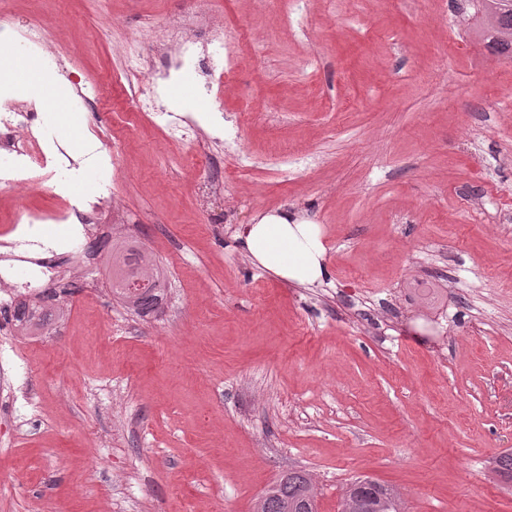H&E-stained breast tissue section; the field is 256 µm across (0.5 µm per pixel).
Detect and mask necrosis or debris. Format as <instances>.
<instances>
[{"label":"necrosis or debris","instance_id":"necrosis-or-debris-1","mask_svg":"<svg viewBox=\"0 0 512 512\" xmlns=\"http://www.w3.org/2000/svg\"><path fill=\"white\" fill-rule=\"evenodd\" d=\"M0 41L20 42L31 52L43 56L47 68L60 61L52 50L47 31L37 23L14 24L0 16ZM239 43L225 37L223 31L201 28L197 16L173 19L167 30V39L160 48L159 64H152L143 51L133 50L123 59L127 75L136 76L152 71L149 90L133 87L140 111L152 116H163L169 138L181 140L194 131L196 123L188 116L160 112L165 83L171 74L187 67L200 70L207 80L232 82L238 72ZM39 114L27 102L7 96L0 100V153L10 155L12 167L0 171V184L9 186L19 182L20 173H28L30 184H37L44 169L61 173L62 162H48V154L55 145L46 137L36 136ZM109 185H102L99 201L82 207H59L49 211H23L14 222L0 232V335L17 333L15 318V292L25 289L37 294L62 295L67 287L80 288L84 282L73 278L63 282L60 269L73 261L85 259L90 245L97 241L98 230L105 224H122L126 218L120 210L105 209L111 201ZM64 224L69 228L65 242L47 238L43 227Z\"/></svg>","mask_w":512,"mask_h":512}]
</instances>
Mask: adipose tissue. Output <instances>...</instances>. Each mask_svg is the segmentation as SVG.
Masks as SVG:
<instances>
[{"label": "adipose tissue", "instance_id": "obj_1", "mask_svg": "<svg viewBox=\"0 0 512 512\" xmlns=\"http://www.w3.org/2000/svg\"><path fill=\"white\" fill-rule=\"evenodd\" d=\"M35 72L44 95L37 103L44 108L63 105L71 87L63 78L39 69L35 58L15 47L0 50V74ZM242 245L256 266L291 284L306 286L323 283L327 274L326 248L320 225L289 219L287 214H261L239 233Z\"/></svg>", "mask_w": 512, "mask_h": 512}]
</instances>
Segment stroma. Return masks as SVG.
<instances>
[{
	"instance_id": "35a3bbf8",
	"label": "stroma",
	"mask_w": 512,
	"mask_h": 512,
	"mask_svg": "<svg viewBox=\"0 0 512 512\" xmlns=\"http://www.w3.org/2000/svg\"><path fill=\"white\" fill-rule=\"evenodd\" d=\"M198 10L243 33L210 99L184 73L169 107L224 109L222 197L200 202L192 141L141 116L128 40ZM39 22L93 111L46 133L81 149L65 185L0 188L24 210L95 201L88 152L152 253L165 304L141 319L112 255L83 271L60 336L0 341V512H253L306 470L318 512L349 483L406 512H512L490 464L512 452V59L467 0H0ZM321 224L329 275L298 287L237 237L261 213Z\"/></svg>"
}]
</instances>
